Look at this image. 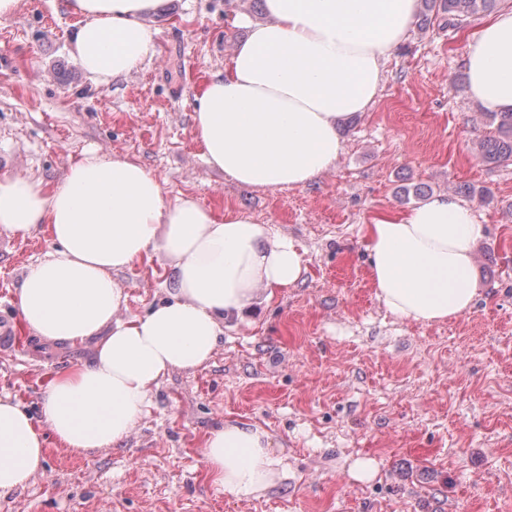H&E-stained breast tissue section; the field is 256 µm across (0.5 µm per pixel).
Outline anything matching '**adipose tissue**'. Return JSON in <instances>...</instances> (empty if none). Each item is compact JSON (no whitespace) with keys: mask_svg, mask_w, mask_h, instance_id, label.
Returning <instances> with one entry per match:
<instances>
[{"mask_svg":"<svg viewBox=\"0 0 512 512\" xmlns=\"http://www.w3.org/2000/svg\"><path fill=\"white\" fill-rule=\"evenodd\" d=\"M162 0H66L79 17L81 68L107 83L154 53L145 22ZM417 0H264L266 20L247 25L224 68L202 86L193 136L206 163L248 188H300L336 163L341 126L374 102L382 67L407 37ZM468 92L482 111L512 112V8L474 33L465 56ZM47 227L52 242L17 292L23 323L57 343L94 341L92 364L59 374L33 420L0 397V490L44 473L46 439L73 451L123 444L160 382L213 356L225 325L293 285L302 258L288 237L251 216L217 215L191 195L168 198L138 161L81 150L63 180L0 174V230ZM484 227L448 194L367 227L376 295L401 319L443 322L471 310L476 245ZM162 251L174 270L169 297L125 317L115 272ZM203 464L224 496L243 499L284 473L269 433L248 422L208 434Z\"/></svg>","mask_w":512,"mask_h":512,"instance_id":"adipose-tissue-1","label":"adipose tissue"}]
</instances>
